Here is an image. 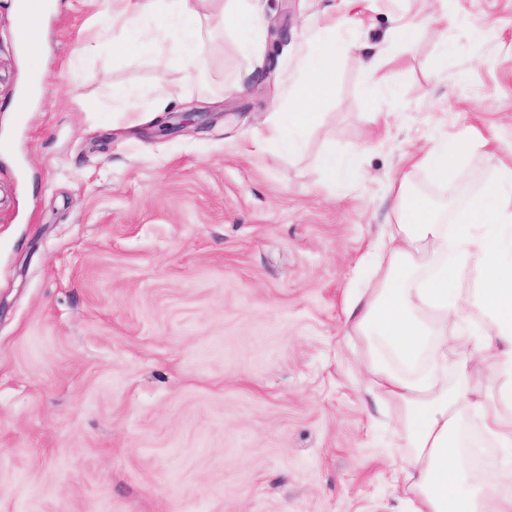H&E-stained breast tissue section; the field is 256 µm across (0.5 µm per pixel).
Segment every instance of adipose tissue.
I'll use <instances>...</instances> for the list:
<instances>
[{"label": "adipose tissue", "mask_w": 512, "mask_h": 512, "mask_svg": "<svg viewBox=\"0 0 512 512\" xmlns=\"http://www.w3.org/2000/svg\"><path fill=\"white\" fill-rule=\"evenodd\" d=\"M115 3L113 18L130 34L118 50L128 49L150 25L174 35V53L186 68H195L205 42L198 26L182 23V9L170 0ZM262 17L261 0L225 2L224 25L236 33L244 56L258 50L254 34ZM335 72V45L307 52L288 94L294 106L287 116L266 119L263 141L297 151L314 119L310 106L333 94ZM480 147L494 156L489 141L461 137L435 144L411 161L444 183L449 170ZM494 169V185L460 216L468 227L464 234L441 223L437 207L412 190L408 178L397 180L396 221L372 252L375 283L344 310L347 325L367 342L372 392L399 409V434L407 449L398 463L404 476L399 491L412 512H512L511 496L490 492L493 470L469 483L461 454L463 424L471 416L497 447L512 452V419L501 413L512 408V242L500 233L512 225V164L498 162ZM472 308L484 319L481 336L449 334V322ZM470 347L479 364L492 367L494 392L479 394L468 363L460 364L456 379L445 374L449 355Z\"/></svg>", "instance_id": "adipose-tissue-1"}]
</instances>
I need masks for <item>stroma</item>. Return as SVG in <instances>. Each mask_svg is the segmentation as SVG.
<instances>
[{"instance_id": "obj_1", "label": "stroma", "mask_w": 512, "mask_h": 512, "mask_svg": "<svg viewBox=\"0 0 512 512\" xmlns=\"http://www.w3.org/2000/svg\"><path fill=\"white\" fill-rule=\"evenodd\" d=\"M16 0H0V512H407L396 412L368 391L367 343L344 300L392 223L390 185L453 223L491 185L475 150L441 189L409 153L480 133L512 164V0H267L274 71L221 24L194 75L172 39L113 49L110 0H57L27 67ZM428 21L396 43L393 21ZM336 47L335 92L294 153L261 143L306 51ZM94 46L92 61L84 49ZM169 56L165 73L154 66ZM37 70L33 111L13 110ZM202 129L158 135L115 108L158 77ZM355 157L326 182L325 153Z\"/></svg>"}]
</instances>
